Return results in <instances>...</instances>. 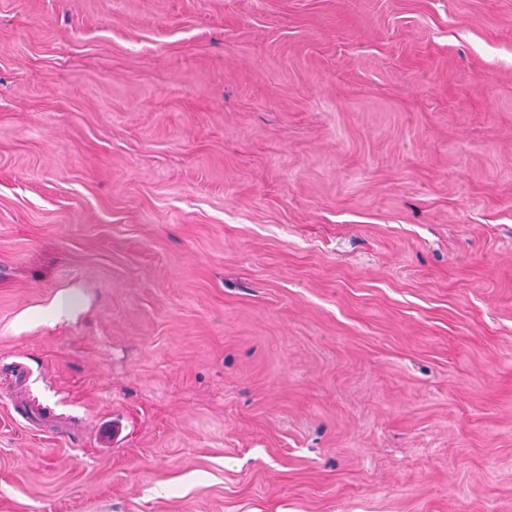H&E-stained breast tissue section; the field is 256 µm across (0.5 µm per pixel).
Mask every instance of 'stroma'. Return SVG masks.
<instances>
[{
	"label": "stroma",
	"mask_w": 512,
	"mask_h": 512,
	"mask_svg": "<svg viewBox=\"0 0 512 512\" xmlns=\"http://www.w3.org/2000/svg\"><path fill=\"white\" fill-rule=\"evenodd\" d=\"M0 512H512V0H0ZM87 309V303L78 288H62L45 304L24 312L21 321L26 326L68 323Z\"/></svg>",
	"instance_id": "35a3bbf8"
}]
</instances>
